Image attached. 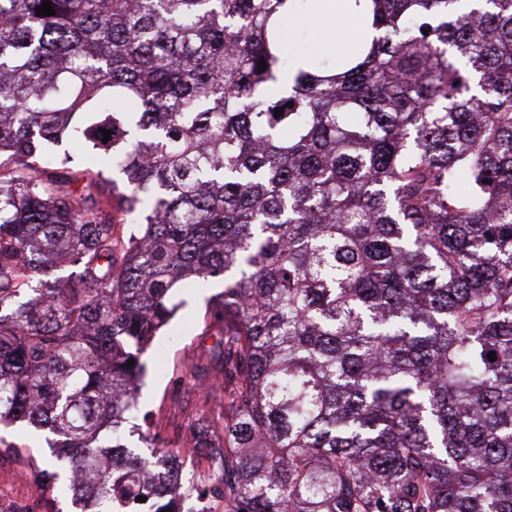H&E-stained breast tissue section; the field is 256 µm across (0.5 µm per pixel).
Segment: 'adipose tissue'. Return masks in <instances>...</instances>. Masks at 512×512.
<instances>
[{
	"mask_svg": "<svg viewBox=\"0 0 512 512\" xmlns=\"http://www.w3.org/2000/svg\"><path fill=\"white\" fill-rule=\"evenodd\" d=\"M311 15L289 11L284 21L289 28L316 20L321 24L320 38L311 50L318 56L330 53L339 57L353 55L359 44L367 40L366 14L369 6L364 0H313Z\"/></svg>",
	"mask_w": 512,
	"mask_h": 512,
	"instance_id": "obj_1",
	"label": "adipose tissue"
}]
</instances>
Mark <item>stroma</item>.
<instances>
[{
  "label": "stroma",
  "instance_id": "obj_1",
  "mask_svg": "<svg viewBox=\"0 0 512 512\" xmlns=\"http://www.w3.org/2000/svg\"><path fill=\"white\" fill-rule=\"evenodd\" d=\"M223 290L219 280L202 287L183 288L178 297L180 308L158 346L148 348L143 355L146 375L139 390V407L157 425L159 446L183 451L189 445L193 426L200 421L209 425L211 436L221 433L219 417L224 392L219 388L201 392L198 381L218 362L213 312L215 299ZM9 432L10 441L24 447L31 461L23 469L13 456H0V512H80L72 494L61 491L58 485H45L33 499L24 487L14 483L16 472L31 477L45 469L50 450L43 437L23 426H12Z\"/></svg>",
  "mask_w": 512,
  "mask_h": 512
}]
</instances>
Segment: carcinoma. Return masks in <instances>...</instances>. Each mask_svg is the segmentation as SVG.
<instances>
[{"label":"carcinoma","mask_w":512,"mask_h":512,"mask_svg":"<svg viewBox=\"0 0 512 512\" xmlns=\"http://www.w3.org/2000/svg\"><path fill=\"white\" fill-rule=\"evenodd\" d=\"M290 1L0 0V426L112 512H512V0H371L288 90ZM212 279L199 484L131 438Z\"/></svg>","instance_id":"carcinoma-1"}]
</instances>
